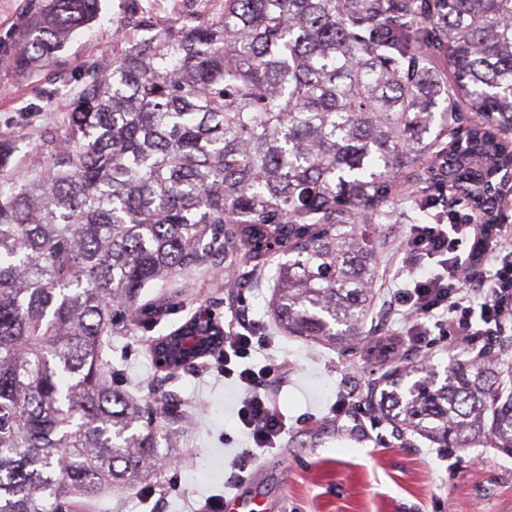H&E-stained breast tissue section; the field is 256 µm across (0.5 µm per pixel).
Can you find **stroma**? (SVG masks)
I'll list each match as a JSON object with an SVG mask.
<instances>
[{
  "instance_id": "35a3bbf8",
  "label": "stroma",
  "mask_w": 512,
  "mask_h": 512,
  "mask_svg": "<svg viewBox=\"0 0 512 512\" xmlns=\"http://www.w3.org/2000/svg\"><path fill=\"white\" fill-rule=\"evenodd\" d=\"M134 4L162 25L176 23L189 6L203 12L217 7L216 0H100L94 21L44 67L18 72L0 66V135L16 144V174L30 177L51 163L47 133H63L88 75L111 58ZM379 231L376 296L365 323L369 338H402V366L426 358L441 370L450 358L481 351L512 363V328L469 344L449 336H428L417 345L405 341L404 319L392 298L401 285L396 272L409 226L383 224ZM186 283L185 294L173 300L159 325L149 327L148 336L181 324L202 305H215L225 321L244 308L273 338L270 348L254 353V362L271 357L286 368L271 396L287 430L280 448L255 463L254 481L245 490L262 512H449L453 504L462 512H512V457L481 446L440 448L378 419L368 391L381 370L364 347L331 349L278 331L268 285L231 294L223 288V273L209 268ZM123 350V386L140 397L166 396L195 419L180 448L166 454L151 502L138 504L136 512H194L207 498L223 495L228 463L244 444L235 416L239 390L221 374L216 358L165 379L135 338L113 339V353ZM343 396L350 402L339 414L334 405Z\"/></svg>"
}]
</instances>
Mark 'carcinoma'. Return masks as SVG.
<instances>
[{
    "instance_id": "obj_1",
    "label": "carcinoma",
    "mask_w": 512,
    "mask_h": 512,
    "mask_svg": "<svg viewBox=\"0 0 512 512\" xmlns=\"http://www.w3.org/2000/svg\"><path fill=\"white\" fill-rule=\"evenodd\" d=\"M0 59L32 71L96 16L43 0ZM163 28L139 15L68 113L37 178L0 137V512H104L144 500L176 411L115 382L112 337L158 325L142 291L202 266L226 288L273 271L281 332L362 340L378 272L372 224L405 202L501 222L512 155V0H219ZM243 266L250 273H240ZM167 377L198 368L143 340ZM388 365L379 416L441 448L512 456V369Z\"/></svg>"
}]
</instances>
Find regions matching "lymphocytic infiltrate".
Segmentation results:
<instances>
[{
  "label": "lymphocytic infiltrate",
  "mask_w": 512,
  "mask_h": 512,
  "mask_svg": "<svg viewBox=\"0 0 512 512\" xmlns=\"http://www.w3.org/2000/svg\"><path fill=\"white\" fill-rule=\"evenodd\" d=\"M478 255L490 271L477 281L471 270ZM400 276L402 286L394 302L408 321L410 341L436 330L468 342L475 336L498 335L505 322H512V231L506 227L488 235L484 225L473 223L462 211L411 225ZM270 344V336L243 313H235L227 324L220 356L225 378L240 389L236 416L248 441L230 463V487L242 483L255 460L279 448L286 430L270 393L282 373L281 363L250 362L253 352Z\"/></svg>",
  "instance_id": "f902f5d3"
}]
</instances>
